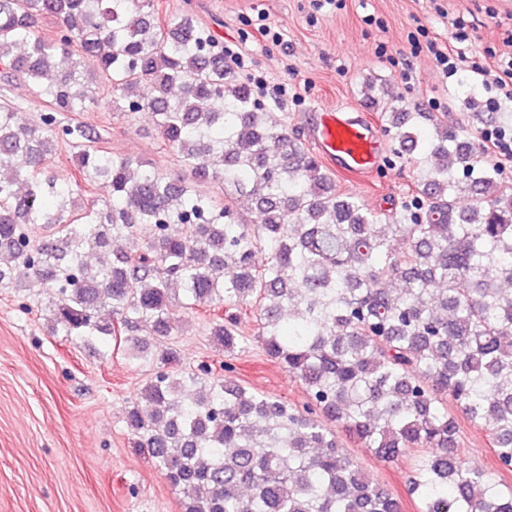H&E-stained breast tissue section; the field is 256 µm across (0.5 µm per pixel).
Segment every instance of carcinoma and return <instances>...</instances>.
<instances>
[{
  "label": "carcinoma",
  "mask_w": 512,
  "mask_h": 512,
  "mask_svg": "<svg viewBox=\"0 0 512 512\" xmlns=\"http://www.w3.org/2000/svg\"><path fill=\"white\" fill-rule=\"evenodd\" d=\"M0 73L46 107L20 124L0 104V287L23 270L50 291L54 334L110 338L148 364L125 424L184 512H401L336 423L381 463L413 456L420 512H512L500 481L512 472V185L487 167L483 131L370 98L394 157L418 171L397 223L383 226L229 81L200 31L162 23L155 0H0ZM92 109L147 118L212 190L113 155L95 129L60 119ZM62 145L77 171L65 184L52 167ZM93 185L108 195L83 197ZM226 185L261 223L241 220ZM121 239L137 251H112ZM178 295L215 311L219 368L187 370L176 349H150L147 337L171 335ZM246 318L305 387L302 407L235 377ZM460 416L489 432L494 470L463 456Z\"/></svg>",
  "instance_id": "1"
}]
</instances>
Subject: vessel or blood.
<instances>
[{
  "mask_svg": "<svg viewBox=\"0 0 512 512\" xmlns=\"http://www.w3.org/2000/svg\"><path fill=\"white\" fill-rule=\"evenodd\" d=\"M312 142L321 156L335 163L337 170L361 181L373 175L381 156L377 128L350 117L339 107L320 109Z\"/></svg>",
  "mask_w": 512,
  "mask_h": 512,
  "instance_id": "b4317fda",
  "label": "vessel or blood"
}]
</instances>
